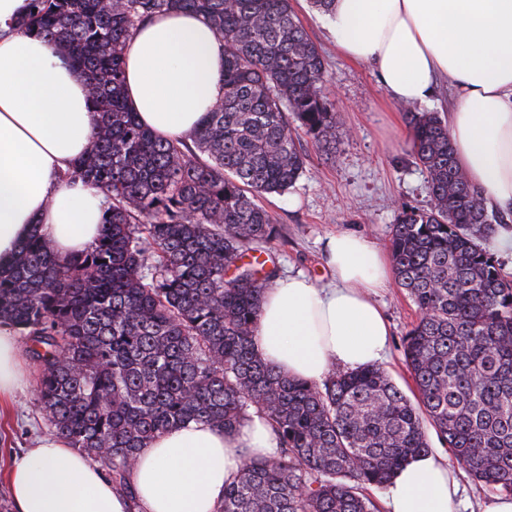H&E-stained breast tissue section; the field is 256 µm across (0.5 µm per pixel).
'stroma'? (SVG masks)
<instances>
[{
	"label": "stroma",
	"instance_id": "stroma-1",
	"mask_svg": "<svg viewBox=\"0 0 512 512\" xmlns=\"http://www.w3.org/2000/svg\"><path fill=\"white\" fill-rule=\"evenodd\" d=\"M291 6L324 60L326 93L336 112V144L327 150L310 135L300 134L307 158L304 173L285 194L260 199L277 226L276 237L262 244L261 257L274 261L279 276L302 274L322 285L330 279L329 235L354 232L388 248L391 228L402 209L427 208L431 198L426 175L411 154L404 105L389 98L370 66L337 53L320 12L309 0H291ZM375 300L390 327L381 366L408 398H415L402 338L419 312L405 290L394 284ZM26 370L27 387L0 411V501L11 498L8 472L14 455L50 433L35 402L39 370L31 362Z\"/></svg>",
	"mask_w": 512,
	"mask_h": 512
}]
</instances>
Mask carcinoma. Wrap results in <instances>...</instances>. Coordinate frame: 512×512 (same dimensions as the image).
<instances>
[{"label": "carcinoma", "instance_id": "cac0c4a2", "mask_svg": "<svg viewBox=\"0 0 512 512\" xmlns=\"http://www.w3.org/2000/svg\"><path fill=\"white\" fill-rule=\"evenodd\" d=\"M31 8L28 30L91 85L96 132L74 173L107 199L85 252L60 263L33 234L0 273V324L39 369L49 429L132 499L130 469L156 434L189 421L231 431L259 414L280 453L246 461L218 512H374L365 490L430 449L428 424L475 481L512 494V279L481 245L494 224L441 116L406 113L431 203L402 210L390 235L396 282L419 311L402 339L416 402L374 365L290 379L253 339L277 271L239 263L277 232L257 197L287 192L305 169L295 127L336 141L324 61L290 0ZM181 10L224 41V98L190 139L165 140L127 105L123 45L151 16Z\"/></svg>", "mask_w": 512, "mask_h": 512}]
</instances>
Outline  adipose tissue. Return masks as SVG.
I'll return each mask as SVG.
<instances>
[{
  "mask_svg": "<svg viewBox=\"0 0 512 512\" xmlns=\"http://www.w3.org/2000/svg\"><path fill=\"white\" fill-rule=\"evenodd\" d=\"M29 0H0V273L32 232L58 260L99 236L102 192L71 178L87 155L95 114L88 82L59 48L29 32ZM325 26L342 55L372 66L388 96L423 103L439 79L457 89L447 117L458 167L486 201L512 209V0H333ZM125 92L140 122L164 139L193 134L224 95V43L199 14H158L123 47ZM328 285L277 279L261 299L259 355L309 382L331 366L380 362L389 329L372 300L392 279L388 254L370 239L339 233L328 243ZM14 328L0 324V402L24 386ZM277 439L260 416L232 432L190 421L152 439L116 492L100 463L56 436L14 458L16 512H217L224 487L249 459L273 458ZM440 453L410 458L389 486V512H459Z\"/></svg>",
  "mask_w": 512,
  "mask_h": 512,
  "instance_id": "adipose-tissue-1",
  "label": "adipose tissue"
}]
</instances>
